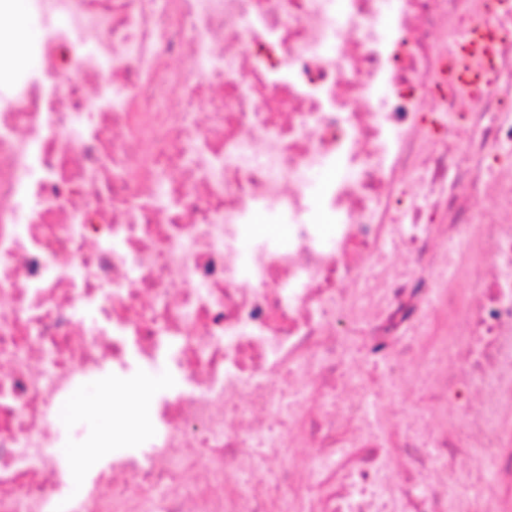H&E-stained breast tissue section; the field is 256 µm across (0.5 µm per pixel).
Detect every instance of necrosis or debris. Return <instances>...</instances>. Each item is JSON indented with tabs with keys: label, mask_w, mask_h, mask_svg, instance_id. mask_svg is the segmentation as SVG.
I'll list each match as a JSON object with an SVG mask.
<instances>
[{
	"label": "necrosis or debris",
	"mask_w": 512,
	"mask_h": 512,
	"mask_svg": "<svg viewBox=\"0 0 512 512\" xmlns=\"http://www.w3.org/2000/svg\"><path fill=\"white\" fill-rule=\"evenodd\" d=\"M31 2L0 47V512H512V0ZM259 213L286 240L240 254ZM165 354L152 442L68 457L78 391ZM495 38L487 28V23L478 24L470 38L460 49L461 57L448 67V81L468 86L482 78L483 64L490 65L494 54Z\"/></svg>",
	"instance_id": "1"
}]
</instances>
